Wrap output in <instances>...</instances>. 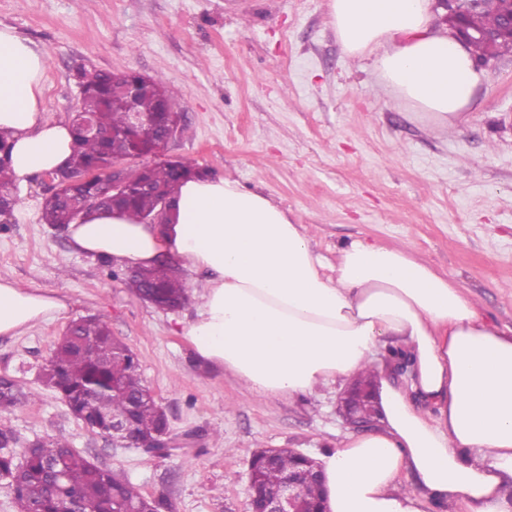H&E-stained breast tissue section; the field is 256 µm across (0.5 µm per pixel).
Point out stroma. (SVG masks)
<instances>
[{"label":"stroma","instance_id":"obj_1","mask_svg":"<svg viewBox=\"0 0 512 512\" xmlns=\"http://www.w3.org/2000/svg\"><path fill=\"white\" fill-rule=\"evenodd\" d=\"M330 0H0V22L48 53L44 107L71 119L79 68L136 71L180 91L185 127L171 158L270 197L335 264L361 239L406 248L500 329L512 328V54L487 68L478 107L439 126L395 98L369 59L343 54ZM41 177L16 183L0 220V276L66 296V313L0 335V377L26 402L0 414L20 446L62 436L72 448L164 499L168 512H249L248 467L263 448L318 457L350 429L340 389L284 399L252 395L196 364L182 336L205 273L164 311L136 297L99 258L73 253L41 220ZM99 316L137 356L163 407L173 455L91 432L43 379L74 320Z\"/></svg>","mask_w":512,"mask_h":512}]
</instances>
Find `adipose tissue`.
<instances>
[{"label":"adipose tissue","instance_id":"ef3b65f1","mask_svg":"<svg viewBox=\"0 0 512 512\" xmlns=\"http://www.w3.org/2000/svg\"><path fill=\"white\" fill-rule=\"evenodd\" d=\"M345 55L443 125L461 124L487 77L434 23V0H331ZM48 57L0 23V130L18 181L63 168L70 124L47 117ZM167 224L96 213L68 227L73 252L124 266L179 260L208 273L183 328L198 363L251 391L293 398L377 377L379 424L320 455L327 512H512V334L487 323L447 279L401 248L351 241L335 268L268 197L228 178L190 177ZM61 298L0 277V335L66 310ZM391 345L411 362L397 381ZM414 478L419 492L406 490Z\"/></svg>","mask_w":512,"mask_h":512}]
</instances>
